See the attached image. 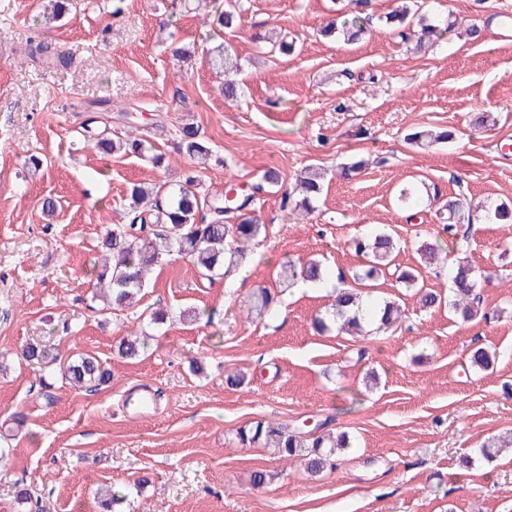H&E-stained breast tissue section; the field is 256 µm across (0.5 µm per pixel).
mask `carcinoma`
Segmentation results:
<instances>
[{
    "label": "carcinoma",
    "mask_w": 512,
    "mask_h": 512,
    "mask_svg": "<svg viewBox=\"0 0 512 512\" xmlns=\"http://www.w3.org/2000/svg\"><path fill=\"white\" fill-rule=\"evenodd\" d=\"M361 8L351 12V17L342 24L330 22L321 33L337 35L346 43L359 40L369 32L370 14L363 5L367 0H358ZM213 26L218 31L237 24L239 13L233 0H211ZM388 24L398 31L401 39L415 40L420 47L434 41L441 30H449L454 23L440 20L433 24L426 16L418 15L408 5V0L386 16ZM213 66L228 74L238 70V59L228 46L219 43L211 49ZM83 139L93 145L99 153L110 155L115 152L147 156L154 165H161L163 155L149 152L146 140L129 132L116 138L105 130L90 126L83 127ZM454 139V133L443 131L433 134L421 130L407 135L410 144L421 149L431 148ZM181 151L190 159L206 162L213 156L211 147L198 138V131L192 126L181 129ZM325 169L310 165L306 167L298 183V196L288 195V206L293 212L309 214L323 191ZM198 175L194 171L185 174L181 184H159L146 188L139 183L129 186L124 199L125 222L112 225L103 239L106 251L102 264H95L92 273L96 279V290L92 301L106 300L113 311H119L147 287L148 274L152 266L162 260L187 258L193 262L198 273L207 278L228 276L245 259L246 252L261 237L267 236L266 225L260 223L252 209L255 193L238 192L230 200L226 196L200 198L195 191ZM448 213V231L472 221L476 209L466 197L448 200L442 207ZM490 221L512 222V206L501 203L485 210ZM357 252L366 258L363 268L354 274L356 287L339 277L332 311L317 315L313 327L319 333L327 332L331 325L349 333H357L371 324L370 332L380 334L387 331L399 320L398 306L391 300L374 302L371 314H365L361 286H367L377 279L383 270L391 265L395 249L393 237L388 231H379L354 241ZM326 277L322 262L309 260L301 268L288 265V275L283 284L292 286L300 279L320 283ZM484 275L466 261H460L452 271L453 299L449 306L464 322L473 321L482 312L480 288ZM273 302L270 292L261 290L253 296L251 312L263 315ZM140 337L124 336L116 345L118 354L134 358L139 355ZM23 357L41 365L51 366L58 361L50 349L41 344H29ZM496 355L483 347H475L469 353L470 367L474 370L488 369ZM62 378L78 389H93L110 381L109 370L96 357L79 354L60 366ZM243 445L262 443L272 447L282 457L290 460L303 457L304 470L310 477H316L328 468L335 467L338 450L349 447L348 436L344 433L334 437L328 431L313 434L291 428L286 423L258 422L238 433Z\"/></svg>",
    "instance_id": "1"
}]
</instances>
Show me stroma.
Returning a JSON list of instances; mask_svg holds the SVG:
<instances>
[{"instance_id":"35a3bbf8","label":"stroma","mask_w":512,"mask_h":512,"mask_svg":"<svg viewBox=\"0 0 512 512\" xmlns=\"http://www.w3.org/2000/svg\"><path fill=\"white\" fill-rule=\"evenodd\" d=\"M347 2L238 0L241 22L224 39L240 58L244 91L228 102L206 51V0H73L52 24L42 18L48 0H0V448L13 451L0 469V512H97L95 497L108 489L126 494L123 512H512V450L490 463L474 455L512 429V224L479 213L449 242L426 193L512 202V156L499 152L512 144V39L495 35L512 0H426L431 19L457 23L419 53L385 24L399 0H371L372 30L357 44L321 37ZM265 34L294 52L271 51ZM31 38L72 65L30 60ZM183 47L195 50L185 61L175 55ZM479 112L496 125L472 130ZM91 121L143 136L165 153L164 166L87 147L80 131ZM187 124L215 154L199 171L203 196L251 189L270 169L281 177L255 200L267 237L244 261L248 287L202 278L178 259L153 268L133 308H91L90 270L105 229L122 220L129 183H176L194 168L176 149ZM414 128L458 136L420 150L404 141ZM31 154L39 171L24 164ZM357 160L361 173L336 177L337 165ZM311 163L329 175L314 215L299 218L284 195ZM411 185L415 219L397 203ZM47 198L55 215L43 212ZM380 228L398 250L374 293L399 301L400 325L384 336L315 333L312 319L332 291H279L284 265L317 258L352 276L364 263L352 239ZM436 242L444 263L419 268L418 247ZM461 257L491 273L481 291L489 319L464 323L447 306L423 308L399 279L416 269L424 288L448 293ZM264 288L273 307L249 316ZM189 307L207 321L180 320ZM148 308L172 316L153 325ZM141 332L150 339L139 358L115 354L119 337ZM28 343L65 360L98 356L112 378L94 392L58 377L42 388L40 365L20 357ZM474 343L495 352L490 370L470 369ZM193 360L200 374L190 373ZM230 374L242 384L229 385ZM143 387L154 411L130 415L126 397ZM17 411L28 416L18 434L4 425ZM308 418L351 443L316 478L237 436L258 421ZM257 469L272 476L260 489L249 484Z\"/></svg>"}]
</instances>
